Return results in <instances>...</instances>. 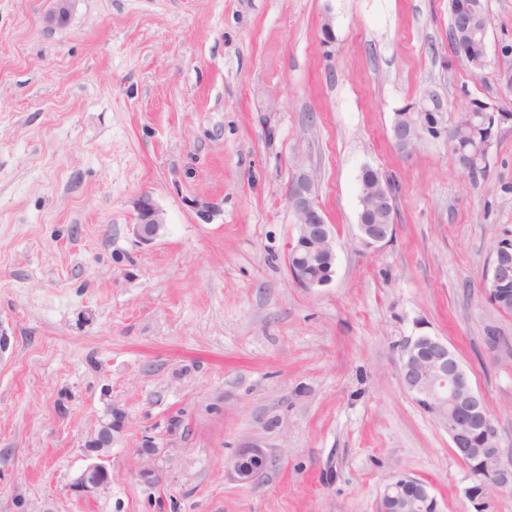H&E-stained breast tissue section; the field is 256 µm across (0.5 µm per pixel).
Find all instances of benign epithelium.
<instances>
[{"label": "benign epithelium", "mask_w": 512, "mask_h": 512, "mask_svg": "<svg viewBox=\"0 0 512 512\" xmlns=\"http://www.w3.org/2000/svg\"><path fill=\"white\" fill-rule=\"evenodd\" d=\"M47 15L50 23L66 22L73 0H50ZM487 14L479 0L464 17H452L450 31H480L487 33ZM435 92H426L417 102L402 108L404 112H433L431 125L394 123L392 137L404 150H413L419 144L433 138L451 145L455 130L448 125L447 102L434 98ZM315 182L309 172L296 174L288 187V201L295 213V234L289 250L300 247L304 254L299 263L288 267L296 286L312 290L329 284L335 273L336 238L327 224L322 210L313 199ZM137 222L129 225V231L141 244H150L161 236L166 226L164 213L152 198L143 194L137 200ZM370 208L382 215L379 224L358 225L359 244L367 249H379L388 244L396 229L395 201L384 193L372 200ZM512 283V240L495 244L486 278L482 279L481 291L491 300L499 289ZM488 352L512 358V338L495 332L486 337ZM400 379L404 390L422 409L430 412L448 432L451 448L461 460L477 458L482 469L470 472L472 485L470 497H483L489 491L512 492V455L501 447L498 428L490 414L484 396L474 386L470 374L457 360L448 344L435 336L406 338L400 349ZM125 413L119 407L112 410L99 423L97 432L84 445L87 464L70 484V491L84 501H91L111 489L109 472L104 465L112 444L122 433ZM490 434L484 447H474V435ZM269 466L265 450L255 444H246L225 464L229 473L239 482H257ZM382 498L393 512H438L437 500L429 489L416 480L396 475L384 485Z\"/></svg>", "instance_id": "7a95c632"}]
</instances>
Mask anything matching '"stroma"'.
<instances>
[{
  "label": "stroma",
  "mask_w": 512,
  "mask_h": 512,
  "mask_svg": "<svg viewBox=\"0 0 512 512\" xmlns=\"http://www.w3.org/2000/svg\"><path fill=\"white\" fill-rule=\"evenodd\" d=\"M484 5L477 75L448 0H75L62 26L49 0H0V512H379L399 474L440 512H512L466 497L399 378L404 339L444 340L512 451V361L483 341L512 316L480 291L512 239V124L475 183L444 141L392 138L426 88L512 111V0ZM366 166L396 187L379 250L356 239ZM302 169L336 236L310 291L287 266ZM144 194L166 217L149 245L128 231ZM114 406L111 492L78 500ZM248 442L271 460L256 484L225 468Z\"/></svg>",
  "instance_id": "1"
}]
</instances>
